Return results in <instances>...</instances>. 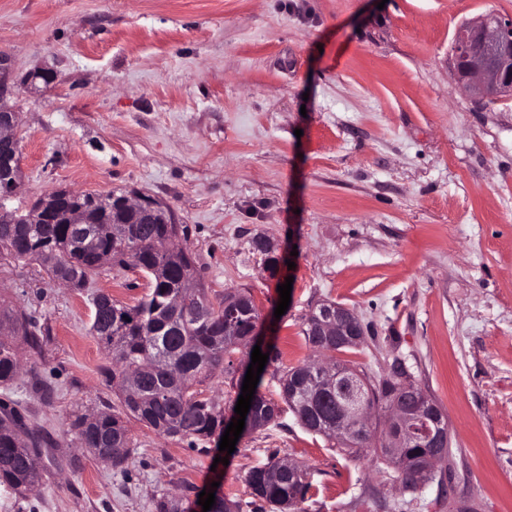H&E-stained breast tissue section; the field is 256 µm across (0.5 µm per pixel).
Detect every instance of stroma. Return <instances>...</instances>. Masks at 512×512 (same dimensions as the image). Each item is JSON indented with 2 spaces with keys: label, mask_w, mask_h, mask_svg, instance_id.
<instances>
[{
  "label": "stroma",
  "mask_w": 512,
  "mask_h": 512,
  "mask_svg": "<svg viewBox=\"0 0 512 512\" xmlns=\"http://www.w3.org/2000/svg\"><path fill=\"white\" fill-rule=\"evenodd\" d=\"M489 11L512 0H0L24 171L9 209L60 188L167 204L210 299L250 289L258 344L281 353L268 397L315 357L303 317L336 302L366 329L337 360L377 380L404 367L452 449L412 493L284 406L225 465L128 419L133 452L112 467L71 429L118 403L91 299L135 304L146 279L108 266L77 291L0 255V298L51 329L0 400L54 441L42 485L0 486V512H155L165 493L199 512L210 488L253 512L246 474L273 453L305 466L307 512H512V96L478 102L449 68L460 24ZM46 68L54 84L22 87Z\"/></svg>",
  "instance_id": "obj_1"
}]
</instances>
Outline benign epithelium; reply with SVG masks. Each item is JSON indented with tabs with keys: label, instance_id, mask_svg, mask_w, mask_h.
I'll return each mask as SVG.
<instances>
[{
	"label": "benign epithelium",
	"instance_id": "1",
	"mask_svg": "<svg viewBox=\"0 0 512 512\" xmlns=\"http://www.w3.org/2000/svg\"><path fill=\"white\" fill-rule=\"evenodd\" d=\"M7 61L6 55L0 53V146L4 148L0 168L8 172L0 180L3 199L14 197L23 180L14 111L6 104V96L13 93ZM450 70L454 81L478 101L512 96V17L486 13L464 23L456 35ZM308 324L311 335L334 337L344 344L358 341L361 335L358 317L340 304L324 303L313 309ZM361 392L360 377L331 365H317L310 378L308 404L313 406L329 396L353 399ZM419 423L424 424L432 448L429 462L445 460L449 437L444 414L424 393L411 408L404 404L394 406L388 427L392 447H402ZM366 426L368 418L362 408L336 416V432L346 437L359 436Z\"/></svg>",
	"mask_w": 512,
	"mask_h": 512
}]
</instances>
